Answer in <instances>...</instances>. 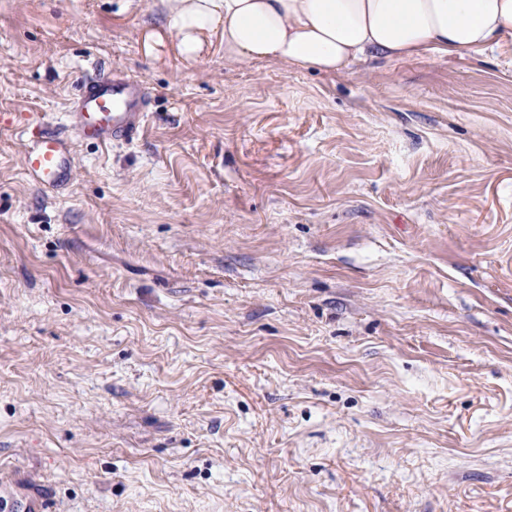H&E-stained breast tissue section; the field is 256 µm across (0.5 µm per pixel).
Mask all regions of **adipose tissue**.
Listing matches in <instances>:
<instances>
[{"label": "adipose tissue", "mask_w": 512, "mask_h": 512, "mask_svg": "<svg viewBox=\"0 0 512 512\" xmlns=\"http://www.w3.org/2000/svg\"><path fill=\"white\" fill-rule=\"evenodd\" d=\"M180 52L224 40L228 62L324 74L356 61L462 56L512 35V0H162Z\"/></svg>", "instance_id": "ef3b65f1"}]
</instances>
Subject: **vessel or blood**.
<instances>
[{"instance_id":"vessel-or-blood-1","label":"vessel or blood","mask_w":512,"mask_h":512,"mask_svg":"<svg viewBox=\"0 0 512 512\" xmlns=\"http://www.w3.org/2000/svg\"><path fill=\"white\" fill-rule=\"evenodd\" d=\"M146 110V89L138 81L109 72L84 79L65 127H44L26 144V174L48 190L67 187L74 176V138L104 145L130 140L139 133ZM0 512H47V507L44 499L25 494L4 477Z\"/></svg>"}]
</instances>
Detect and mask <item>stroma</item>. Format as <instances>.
<instances>
[{"instance_id": "obj_1", "label": "stroma", "mask_w": 512, "mask_h": 512, "mask_svg": "<svg viewBox=\"0 0 512 512\" xmlns=\"http://www.w3.org/2000/svg\"><path fill=\"white\" fill-rule=\"evenodd\" d=\"M95 63L144 126L40 188ZM0 468L59 512H512V36L323 75L0 0Z\"/></svg>"}]
</instances>
